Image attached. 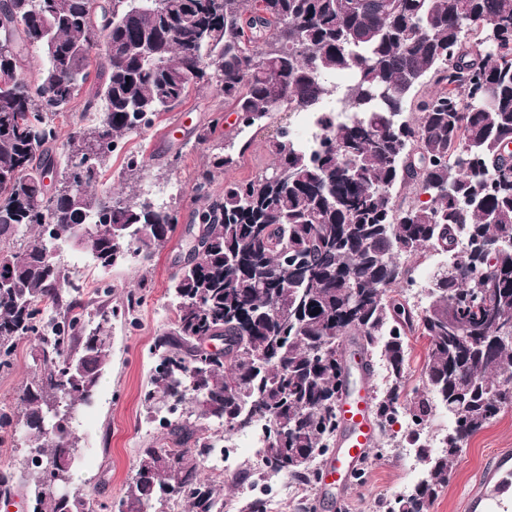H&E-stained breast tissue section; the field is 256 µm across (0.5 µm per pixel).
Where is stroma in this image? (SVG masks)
<instances>
[{"instance_id": "35a3bbf8", "label": "stroma", "mask_w": 512, "mask_h": 512, "mask_svg": "<svg viewBox=\"0 0 512 512\" xmlns=\"http://www.w3.org/2000/svg\"><path fill=\"white\" fill-rule=\"evenodd\" d=\"M223 105V96L213 89L191 96L179 109L160 115L149 128L130 135L102 169L100 188H120L127 156L138 154L150 161L148 170L138 181L140 191L155 195L169 186H179V193L166 198L179 211L176 231L152 261L143 264L125 258L106 269L93 265L82 267L72 262L78 253L76 247L67 246L59 252L61 267L83 283V302L94 307L107 300L121 303L130 297L136 302L133 319H113L109 364L91 402L77 416L75 435L79 451L73 486L97 504H112L124 496L141 450L166 434L159 420L149 416L143 403L153 366L149 348L165 325V313L172 310L167 291L169 276L187 252V229L195 223L200 207L191 188L195 172L210 148L208 144L196 143L195 131L208 124L214 110ZM233 130L238 133L237 143L246 144L247 150L237 166L227 173H216L212 183L216 195L223 193L225 178L251 177L269 167L272 161L267 150L271 128L238 129L236 113L225 111L224 121L214 137L223 139L225 132ZM178 150L183 153L182 161L177 169H169L166 159ZM103 282L114 287L107 300L96 293L97 286ZM33 346V340H18L11 367L0 369V407L14 404L20 387L34 370ZM392 432V437H379L364 468V483L339 503L321 502L317 487H301L288 475H280L279 481L286 490L279 512H385L387 504L413 489L422 470L419 459L408 460L399 455L400 448L408 444V430L396 424ZM451 470L447 487L429 512H487L485 507L475 506L470 494L477 488L480 475L512 471V410L502 413L498 420L475 435L453 459Z\"/></svg>"}]
</instances>
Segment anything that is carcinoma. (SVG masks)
<instances>
[{"mask_svg": "<svg viewBox=\"0 0 512 512\" xmlns=\"http://www.w3.org/2000/svg\"><path fill=\"white\" fill-rule=\"evenodd\" d=\"M33 54L37 77L18 79ZM338 71L353 83H332ZM91 77L88 124L61 144L55 118ZM427 82L436 89L417 91ZM213 87L245 127L333 100L342 118L322 117L311 151L278 127L273 164L224 182L219 197L215 172L237 164L231 133L197 170L201 256L170 276L174 319L149 348L143 394L151 414L181 409L167 423L177 447L142 449L124 498L222 512L204 456L218 431L266 420L289 430L266 444L270 469L313 484L312 462L335 445L333 398L353 347L389 370L374 401L381 434L401 412L421 425L410 441L427 478L387 512H429L462 445L512 402V324H497L512 317V159L500 154L512 141V0H0V366L24 336L36 362L0 430L36 435L39 455L18 476L0 471V495L19 480L32 512H91L81 492L60 494L78 454L71 423L109 363L112 319L133 301L86 319L82 285L44 255L75 224L148 225L118 244L90 229L77 246L103 268L152 260L176 210L96 191L102 166L142 122ZM409 105L416 118L403 121ZM426 249L457 256L419 309L397 286ZM209 336L224 337V361L202 356ZM410 336L429 341L426 388L403 399ZM436 403L457 428L433 458L421 434ZM295 449L306 453L298 467Z\"/></svg>", "mask_w": 512, "mask_h": 512, "instance_id": "obj_1", "label": "carcinoma"}]
</instances>
